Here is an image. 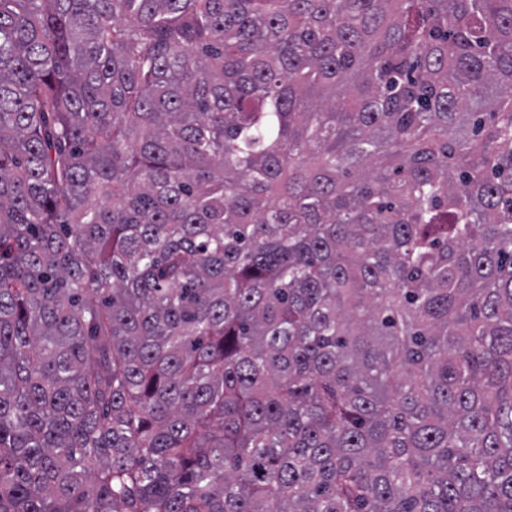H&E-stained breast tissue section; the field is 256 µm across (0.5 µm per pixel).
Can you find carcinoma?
I'll list each match as a JSON object with an SVG mask.
<instances>
[{
  "mask_svg": "<svg viewBox=\"0 0 512 512\" xmlns=\"http://www.w3.org/2000/svg\"><path fill=\"white\" fill-rule=\"evenodd\" d=\"M0 512H512V0H0Z\"/></svg>",
  "mask_w": 512,
  "mask_h": 512,
  "instance_id": "carcinoma-1",
  "label": "carcinoma"
}]
</instances>
